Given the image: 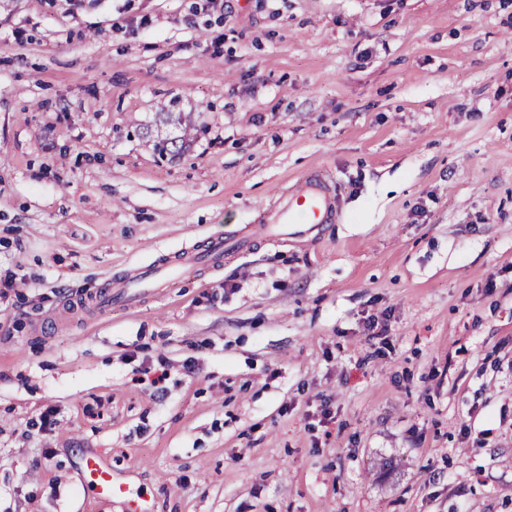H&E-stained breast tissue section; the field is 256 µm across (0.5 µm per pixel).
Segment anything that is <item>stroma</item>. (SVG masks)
I'll return each instance as SVG.
<instances>
[{
  "label": "stroma",
  "mask_w": 512,
  "mask_h": 512,
  "mask_svg": "<svg viewBox=\"0 0 512 512\" xmlns=\"http://www.w3.org/2000/svg\"><path fill=\"white\" fill-rule=\"evenodd\" d=\"M314 171L339 222L259 235ZM90 451L152 512H512V0H0V512H122ZM155 125L158 139L156 141V146L162 152H166L168 150L169 144L173 145V143H176L175 138H168L167 134L165 136L162 135L164 128L173 126L174 128L181 129L183 130L182 137L187 136L192 129V125L190 123H186L181 112H160L158 113ZM224 262V239L212 238L202 252L195 254L189 260L172 264L164 269L147 268L134 278L119 281L113 288L103 293L100 301L101 307L110 306L113 298L123 304L133 305L139 301L144 291H154L155 288H167L183 278L192 267L215 268ZM81 480L94 496L105 501L112 502L116 497L124 498L126 512H147L141 500L132 496L129 487L115 478L112 467L97 455L88 454L84 457Z\"/></svg>",
  "instance_id": "obj_1"
}]
</instances>
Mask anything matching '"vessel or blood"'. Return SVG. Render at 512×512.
Returning a JSON list of instances; mask_svg holds the SVG:
<instances>
[{"mask_svg": "<svg viewBox=\"0 0 512 512\" xmlns=\"http://www.w3.org/2000/svg\"><path fill=\"white\" fill-rule=\"evenodd\" d=\"M340 212L336 206L331 186L317 174L310 175L297 186L285 190L263 214L261 232L277 241L318 238L324 225L337 223ZM224 261V240L216 237L206 249L192 256L189 261L178 262L166 268H149L134 278L117 282L114 291L104 292L102 306L120 301L136 304L142 292L166 288L183 278L189 268H215ZM81 480L92 494L109 501L124 498L126 512H146L143 504L134 498L129 487L119 482L110 466L99 456L86 455Z\"/></svg>", "mask_w": 512, "mask_h": 512, "instance_id": "obj_1", "label": "vessel or blood"}]
</instances>
